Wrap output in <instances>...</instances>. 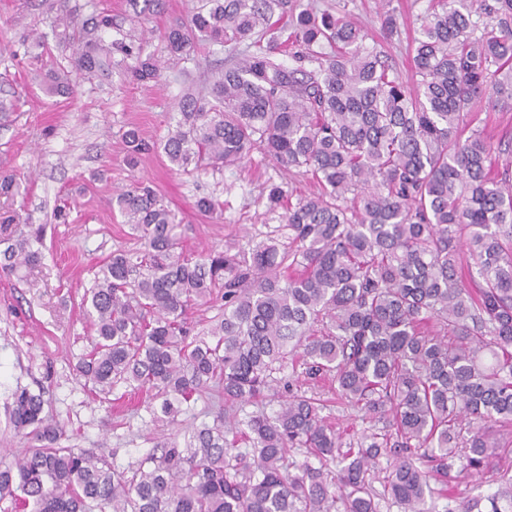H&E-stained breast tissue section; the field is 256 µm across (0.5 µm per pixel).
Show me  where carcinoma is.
<instances>
[{
	"mask_svg": "<svg viewBox=\"0 0 512 512\" xmlns=\"http://www.w3.org/2000/svg\"><path fill=\"white\" fill-rule=\"evenodd\" d=\"M127 2L139 24L166 6ZM198 2L161 53L135 27L104 43L112 15L92 11L82 36L64 38L73 71L52 74L47 92L114 53L134 81L158 83L203 46L243 44L206 95L183 94L161 142L126 134L130 160L159 149L184 172L237 169L257 152L316 190L267 186L288 243L195 257L150 186L112 199L139 248L114 251L83 299L94 336L79 374L102 391L153 392L168 424L211 383L224 412L183 447L164 438L129 475L60 447L43 395L17 390L11 418L28 447L0 464L3 512H379L386 498L436 512L435 498L492 470L489 512L502 500L512 512V140L474 126L484 101L512 102V0H428L412 88L345 15L302 0ZM381 31L398 33L392 0ZM13 221L0 225L10 274L40 259V231L14 240ZM212 300L221 315L191 335L188 310ZM288 365L296 377L280 387L273 374ZM308 379L382 427L336 430ZM281 390L272 413L245 410ZM301 448L319 466L293 474ZM383 455L395 463L378 467Z\"/></svg>",
	"mask_w": 512,
	"mask_h": 512,
	"instance_id": "cac0c4a2",
	"label": "carcinoma"
}]
</instances>
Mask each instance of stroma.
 <instances>
[{
    "mask_svg": "<svg viewBox=\"0 0 512 512\" xmlns=\"http://www.w3.org/2000/svg\"><path fill=\"white\" fill-rule=\"evenodd\" d=\"M399 38L384 48L407 68L408 45L428 0H401ZM125 15L126 0H0V178L11 175L21 193L0 191V221L42 227V257L14 275L0 273V462L12 461L27 442L9 416L11 394L25 387L42 392L45 410L59 426L60 446L105 454L119 470L135 469L170 430L190 434L212 422L224 406L222 395L200 393L184 405L176 428L156 421L159 400L120 385L111 393L92 391L77 372L90 350L93 330L82 300L95 272L119 249L138 243L112 208L119 188L140 181L152 186L174 212L187 255L234 242L249 249L260 241H287L281 213L268 211L265 188L289 180L280 167L254 154L238 170L180 172L161 154L127 161L125 133L156 141L168 133L170 116L185 89L178 72L142 85L113 69L111 75L77 79L69 95L45 92L51 73L71 67L68 51L52 25L67 15L79 28L91 10ZM46 48H29L31 29ZM292 181V180H289ZM295 193H309L311 180L292 181ZM223 204L221 216L197 211L199 197ZM67 209V222L55 214Z\"/></svg>",
    "mask_w": 512,
    "mask_h": 512,
    "instance_id": "stroma-1",
    "label": "stroma"
}]
</instances>
